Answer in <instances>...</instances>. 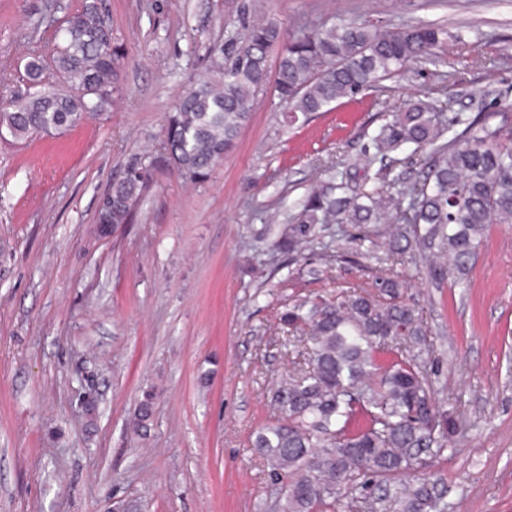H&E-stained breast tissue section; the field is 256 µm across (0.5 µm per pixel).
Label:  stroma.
Wrapping results in <instances>:
<instances>
[{"label": "stroma", "mask_w": 512, "mask_h": 512, "mask_svg": "<svg viewBox=\"0 0 512 512\" xmlns=\"http://www.w3.org/2000/svg\"><path fill=\"white\" fill-rule=\"evenodd\" d=\"M84 3L0 0V98L25 93L29 57ZM105 3L123 52L111 106L71 129L0 135V512H274L249 441L292 366L282 304L371 287L380 266L335 228L286 264L274 227L411 101L512 117V0ZM356 16L442 26L443 63L411 64L300 127L264 86L208 178L159 166L132 223H97L113 180L162 155L176 99L248 25L292 34ZM398 270L428 330L437 402L459 423L423 473L448 512H512V228L491 226L466 287Z\"/></svg>", "instance_id": "stroma-1"}]
</instances>
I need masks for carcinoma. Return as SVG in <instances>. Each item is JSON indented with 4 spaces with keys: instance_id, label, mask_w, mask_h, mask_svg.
<instances>
[{
    "instance_id": "1",
    "label": "carcinoma",
    "mask_w": 512,
    "mask_h": 512,
    "mask_svg": "<svg viewBox=\"0 0 512 512\" xmlns=\"http://www.w3.org/2000/svg\"><path fill=\"white\" fill-rule=\"evenodd\" d=\"M444 35L424 23L348 22L292 36L274 20L253 25L218 66V78L186 91L168 114L166 160L203 180L234 146L255 92L268 82L288 107V124H304L408 64L431 60ZM120 59L100 4L88 0L50 56L57 82L45 85L43 57L31 58L35 91L0 104V129L24 139L106 111ZM492 118L447 117L444 107L422 102L391 113L372 136L365 165L409 148L427 152L421 175L358 193L348 171H338L296 206L277 245L299 251L318 225L375 224L352 240L369 243L371 252L387 246L391 256L415 245L433 280L466 282L488 227L512 224V127ZM153 171L151 163L127 167L103 196L97 222L130 223ZM374 283L373 293L342 288L331 298H295L280 314L291 337L302 338L304 364L281 378L273 418L251 439L279 512H340L343 492L347 508L361 512H448L435 485L417 476L423 454L448 447V413L436 406L426 369L430 343L400 274L381 268ZM373 481L383 488L377 497L369 492Z\"/></svg>"
}]
</instances>
